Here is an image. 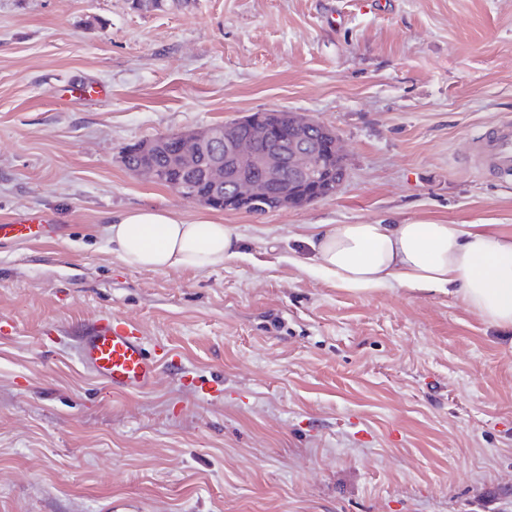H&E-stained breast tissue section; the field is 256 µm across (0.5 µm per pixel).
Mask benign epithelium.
Wrapping results in <instances>:
<instances>
[{"instance_id": "1", "label": "benign epithelium", "mask_w": 512, "mask_h": 512, "mask_svg": "<svg viewBox=\"0 0 512 512\" xmlns=\"http://www.w3.org/2000/svg\"><path fill=\"white\" fill-rule=\"evenodd\" d=\"M315 121L288 115V129L255 125L245 136L224 140V130L210 127L179 134L174 158L185 170H193L201 155H210L205 176L213 198L234 205L255 204L266 199L271 187L281 188L279 204L290 208L297 200L292 185L307 183L322 172L319 145L311 140Z\"/></svg>"}]
</instances>
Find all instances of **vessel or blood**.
<instances>
[{
    "label": "vessel or blood",
    "mask_w": 512,
    "mask_h": 512,
    "mask_svg": "<svg viewBox=\"0 0 512 512\" xmlns=\"http://www.w3.org/2000/svg\"><path fill=\"white\" fill-rule=\"evenodd\" d=\"M473 153L476 167L490 177L512 181V118L501 119L476 137ZM41 219H22L0 224V244L29 241L54 234ZM76 355L82 368L115 392L143 391L151 387L167 363V354L149 353L138 324L109 314L84 328Z\"/></svg>",
    "instance_id": "vessel-or-blood-1"
}]
</instances>
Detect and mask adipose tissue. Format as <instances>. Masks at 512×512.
<instances>
[{
  "mask_svg": "<svg viewBox=\"0 0 512 512\" xmlns=\"http://www.w3.org/2000/svg\"><path fill=\"white\" fill-rule=\"evenodd\" d=\"M105 235L131 268L156 271L223 266L242 254L238 225L139 207L111 217ZM314 267L353 292L397 284L458 298L487 323L512 330V233L466 224H337L304 238Z\"/></svg>",
  "mask_w": 512,
  "mask_h": 512,
  "instance_id": "1",
  "label": "adipose tissue"
}]
</instances>
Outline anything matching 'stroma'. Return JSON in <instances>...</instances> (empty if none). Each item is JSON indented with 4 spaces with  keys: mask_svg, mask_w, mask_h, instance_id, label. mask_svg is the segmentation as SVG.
<instances>
[{
    "mask_svg": "<svg viewBox=\"0 0 512 512\" xmlns=\"http://www.w3.org/2000/svg\"><path fill=\"white\" fill-rule=\"evenodd\" d=\"M105 84L106 95L72 96ZM278 109L333 129L336 194L221 211L242 257L152 271L104 221L204 204L127 145ZM512 115V0H0V512H512V331L445 294L351 292L310 224L512 231V184L468 165ZM102 311L170 351L115 393L74 339ZM42 219H22L13 224H0V244L6 241L19 242L52 235L56 229Z\"/></svg>",
    "mask_w": 512,
    "mask_h": 512,
    "instance_id": "obj_1",
    "label": "stroma"
}]
</instances>
